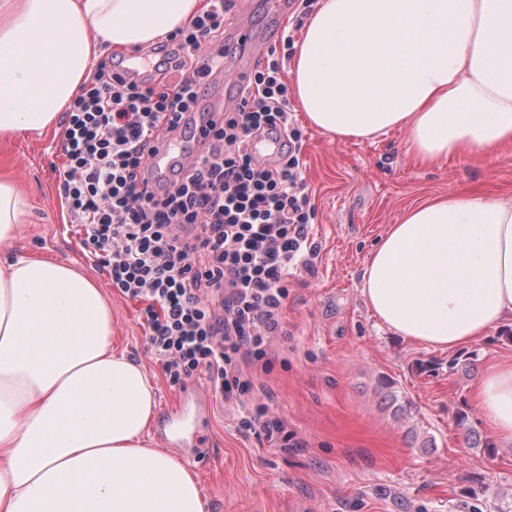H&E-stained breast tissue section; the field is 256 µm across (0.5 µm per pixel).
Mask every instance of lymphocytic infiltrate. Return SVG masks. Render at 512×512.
I'll list each match as a JSON object with an SVG mask.
<instances>
[{"mask_svg":"<svg viewBox=\"0 0 512 512\" xmlns=\"http://www.w3.org/2000/svg\"><path fill=\"white\" fill-rule=\"evenodd\" d=\"M236 0H206L164 40L147 80L101 62L64 113L58 195L95 266L139 306L147 344L173 383L206 373L235 404L243 430L287 447L285 423L254 403L257 378L282 330L288 274L313 273L317 247L305 194L304 133L290 113L282 37L256 64L232 112L201 113L205 79L223 64L214 40ZM207 119L209 140L194 163L172 170L159 191L145 169L159 136L185 135ZM284 135L288 149L262 161L258 135Z\"/></svg>","mask_w":512,"mask_h":512,"instance_id":"1","label":"lymphocytic infiltrate"}]
</instances>
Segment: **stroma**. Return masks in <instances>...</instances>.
Wrapping results in <instances>:
<instances>
[{
    "label": "stroma",
    "instance_id": "obj_1",
    "mask_svg": "<svg viewBox=\"0 0 512 512\" xmlns=\"http://www.w3.org/2000/svg\"><path fill=\"white\" fill-rule=\"evenodd\" d=\"M270 0H239L228 28L250 23L276 40L288 16ZM61 126L0 137V176L24 190L28 208L8 254L71 265L107 290L114 342L140 363L157 390L153 447L184 450L160 429L186 387L210 395L214 414L192 438L189 466L210 512H512V442L498 438L473 397L488 364L512 361L504 333L512 318L471 344L475 358L449 369L458 350L433 349L382 327L361 294L364 268L388 225L409 205L454 191L512 195V152L496 159L453 158L430 168L406 154V133L339 141L306 127V193L319 254L314 275L288 278L284 332L260 372L258 402L287 422L293 447L279 448L239 427L206 374L172 384L148 348L134 303L110 290L69 223L57 193ZM469 415L456 423L458 411ZM476 431L493 450L474 447Z\"/></svg>",
    "mask_w": 512,
    "mask_h": 512
}]
</instances>
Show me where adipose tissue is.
Returning a JSON list of instances; mask_svg holds the SVG:
<instances>
[{"mask_svg": "<svg viewBox=\"0 0 512 512\" xmlns=\"http://www.w3.org/2000/svg\"><path fill=\"white\" fill-rule=\"evenodd\" d=\"M201 0H0V136L45 132L101 47L137 48ZM307 121L336 139L407 131L420 166L512 149V0H318L291 63ZM26 198L0 178V247ZM394 334L436 349L512 318V197L455 192L406 208L363 273ZM104 289L74 268L0 262V512H208L193 472L152 447L154 387L112 345ZM512 441V362L475 386Z\"/></svg>", "mask_w": 512, "mask_h": 512, "instance_id": "1", "label": "adipose tissue"}]
</instances>
